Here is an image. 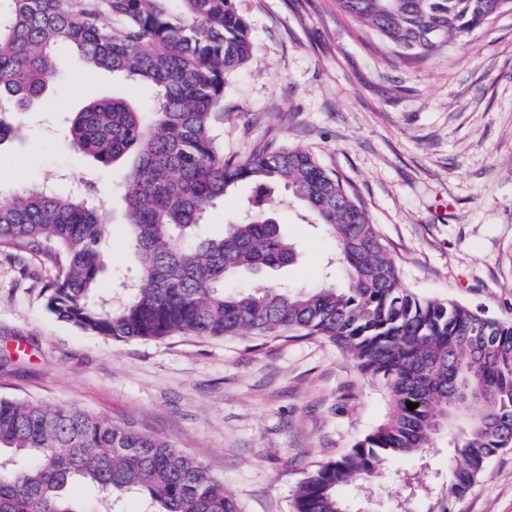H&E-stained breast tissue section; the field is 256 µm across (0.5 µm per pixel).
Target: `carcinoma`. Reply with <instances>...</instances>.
I'll list each match as a JSON object with an SVG mask.
<instances>
[{
	"label": "carcinoma",
	"instance_id": "1",
	"mask_svg": "<svg viewBox=\"0 0 512 512\" xmlns=\"http://www.w3.org/2000/svg\"><path fill=\"white\" fill-rule=\"evenodd\" d=\"M408 61L439 53L512 8V0H336ZM72 47L75 57L58 54ZM252 56L234 0H0V145L23 133L21 111L44 99L48 78L107 72L153 90L150 112L126 97L93 98L68 129L74 153L124 166L117 203L93 204V183L68 196L42 186L0 203V245L43 256L54 270L47 310L118 342L175 334L321 336L384 388L391 410L340 458L300 482L295 512H354L346 486L379 477L387 460L431 471L448 435V482L416 480L427 512H452L487 463L512 447V321L454 300H423L400 286L376 227L339 179L304 149L256 145L224 160V83ZM241 183L255 195L220 237L209 212ZM335 240L346 287L267 286L224 292L240 271L290 266L298 251L276 217L272 188ZM124 212L135 276L112 305L97 294L107 225ZM418 404L410 411L407 402ZM81 481L101 502L67 494ZM142 494L145 512H238L224 482L195 456L133 421L114 423L69 406L0 398V512H119Z\"/></svg>",
	"mask_w": 512,
	"mask_h": 512
}]
</instances>
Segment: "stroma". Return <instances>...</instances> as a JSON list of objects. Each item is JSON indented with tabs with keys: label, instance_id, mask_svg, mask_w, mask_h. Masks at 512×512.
Masks as SVG:
<instances>
[{
	"label": "stroma",
	"instance_id": "35a3bbf8",
	"mask_svg": "<svg viewBox=\"0 0 512 512\" xmlns=\"http://www.w3.org/2000/svg\"><path fill=\"white\" fill-rule=\"evenodd\" d=\"M253 55L224 85V157L257 143L302 148L342 182L376 224L404 288L512 317V13L411 62L336 0H235ZM59 109L32 105L24 139L0 147V203L48 184L74 191L91 178L98 195L123 182L120 167L77 160L67 129L92 97L124 96L126 81L54 75ZM277 218L299 249L290 266L244 274L227 290L347 283L327 268L336 245L278 191ZM111 264L100 286L115 289L133 257L122 214L108 224ZM49 265L0 247V395L36 399L135 421L195 455L224 482L241 512H293L310 467L347 453L390 405L379 383L334 343L171 336L116 342L58 320L45 307ZM388 462L370 489L373 512L411 499ZM453 512H512V449L494 457Z\"/></svg>",
	"mask_w": 512,
	"mask_h": 512
}]
</instances>
